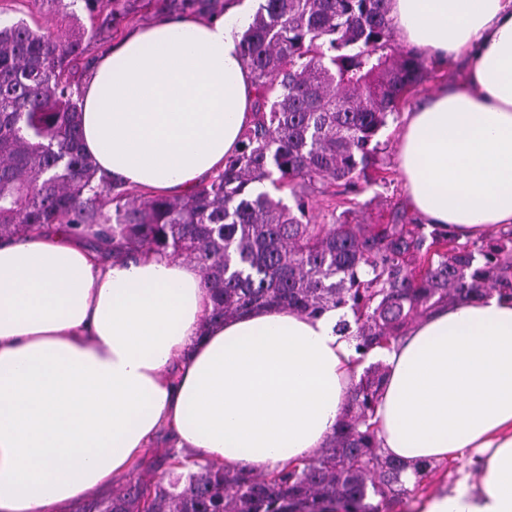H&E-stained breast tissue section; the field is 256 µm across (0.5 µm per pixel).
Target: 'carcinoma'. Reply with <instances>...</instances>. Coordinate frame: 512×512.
<instances>
[{"mask_svg":"<svg viewBox=\"0 0 512 512\" xmlns=\"http://www.w3.org/2000/svg\"><path fill=\"white\" fill-rule=\"evenodd\" d=\"M90 27L72 35L0 26V239L67 224L101 253L153 252L198 266L212 307L205 326L258 308L315 316L353 313L336 331L365 356L389 349L440 306L512 295V227L461 243L438 227L311 224L316 184L347 193L373 164L379 132L420 83L422 56L389 52L387 0H265L241 38L256 97L254 119L224 168L186 196H158L107 181L83 151L85 41L112 42L145 9L224 14V0H83ZM287 189L294 206L255 190ZM112 204V212L104 211ZM385 367L364 368L336 430L314 455L281 470L200 464L167 484L136 482L82 512H386L443 469L387 455L373 422Z\"/></svg>","mask_w":512,"mask_h":512,"instance_id":"1","label":"carcinoma"}]
</instances>
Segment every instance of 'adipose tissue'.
Segmentation results:
<instances>
[{"instance_id":"adipose-tissue-1","label":"adipose tissue","mask_w":512,"mask_h":512,"mask_svg":"<svg viewBox=\"0 0 512 512\" xmlns=\"http://www.w3.org/2000/svg\"><path fill=\"white\" fill-rule=\"evenodd\" d=\"M244 5L136 28L82 87L100 173L159 196L223 169L252 117ZM407 47L458 77L404 113L407 204L459 240L512 226V0H388ZM197 268L99 257L66 227L0 242V512H57L126 473L161 429L201 462L262 470L315 454L360 372L340 311L259 309L206 328ZM384 451L483 456L416 512H512V297L434 310L382 351Z\"/></svg>"}]
</instances>
